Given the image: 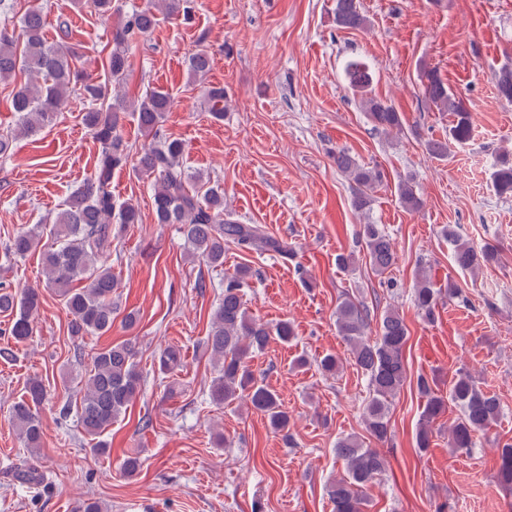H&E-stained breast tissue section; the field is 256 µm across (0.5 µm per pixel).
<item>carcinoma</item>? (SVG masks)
<instances>
[{
    "label": "carcinoma",
    "mask_w": 512,
    "mask_h": 512,
    "mask_svg": "<svg viewBox=\"0 0 512 512\" xmlns=\"http://www.w3.org/2000/svg\"><path fill=\"white\" fill-rule=\"evenodd\" d=\"M101 15L117 14L119 21L112 29V49L107 55L105 78L100 81L78 67L80 53L64 40L48 41L43 33V17L32 11L21 19L19 29H0V81L25 74V81L13 92L14 111L19 113V133L33 136L51 123L55 114L78 91L88 101L83 120L99 145L94 173L74 191L52 224L23 229L13 237L7 254L25 256L41 246L44 237L53 238L56 246L45 247L41 258L46 276L43 289L11 291L0 284V312L13 314L9 335L17 343L33 335V316L43 303V292L58 297L68 310L69 336L81 343L85 337L102 335L112 329V291L117 281L112 267L101 257L112 248V225L136 224L137 208L129 203L116 204L112 195V173L127 165L131 146L121 133L124 114L136 116L140 130L153 142L138 152L136 170L155 177L153 213L157 224H178L192 256L212 267L224 266V244L260 253L273 252L282 257L294 256L292 246L270 236L259 224H245L233 212L224 211V189L218 185L192 187L190 176L182 165L183 143L178 139L159 137V123L170 104L168 93L149 89L129 101L121 94L130 68V48L136 40L158 24V11L170 18L191 17L193 0H151L143 7L123 12L115 0H90ZM336 25L343 29L362 30L368 18L360 0H336ZM211 64L209 53L201 49L188 59V70L203 76ZM348 87L359 96L362 111L377 131L400 132L402 116L392 104L373 94V76L369 66L351 59L344 67ZM498 95L512 101V69L500 71L496 77ZM422 94L439 111L451 116L448 136L429 140L426 151L436 158L448 157L450 144L467 143L473 131V115L464 100L430 69L423 73ZM336 168L353 183L352 207L369 217L374 189L384 179L375 166L359 163L350 154L338 150L332 154ZM493 185L500 195L512 196V158L498 157L492 173ZM400 203L414 210L422 205L413 178L398 183ZM442 234L455 243L454 263L461 270H474L496 260L489 248L477 249L456 236L450 226ZM361 239L369 266L379 276L392 270L397 252L392 238L382 224L360 225ZM250 270L239 266L224 275V298L217 307L206 337L205 347L217 364L218 375L209 389L210 403L216 406L246 401L267 417L276 432L288 430V412L282 409L277 394L258 380L249 367V359L262 351L271 337L288 344L296 339L291 322L265 323L249 313L244 288ZM459 288L453 279L436 288L422 271L418 274L413 301L424 320L434 319L443 298L453 299ZM376 336L367 337L371 324ZM337 332L349 344L352 363L368 380V398L362 407L365 431L376 441L390 435L389 408L407 379L405 348L407 325L395 310L376 316L367 303L351 296L343 297L336 307ZM137 350L130 342H119L96 349L75 400L76 412L84 434L94 441L91 451L104 454L109 443L104 436L136 401L143 376L136 362ZM180 348L168 346L159 356V369L172 373L183 366ZM416 388L424 400L416 434L417 448H429L435 426L447 409V403L459 408L460 414L448 426V444L455 452L468 453L476 440L489 434L501 417L498 400L482 391L472 375L459 371L449 382L448 395L432 387L427 377L416 379ZM48 396L39 376L28 378L25 395L10 408L12 422L18 427L22 446L28 453L40 449L43 425L39 409ZM62 406L59 415L67 417L71 407ZM499 481L512 491V442L499 448ZM336 455L346 467V475L327 486L332 512H365L367 499L363 488L377 480L386 470L385 457L356 435L341 437L336 442ZM12 479L32 487L44 482L41 467L24 458L10 467Z\"/></svg>",
    "instance_id": "cac0c4a2"
}]
</instances>
